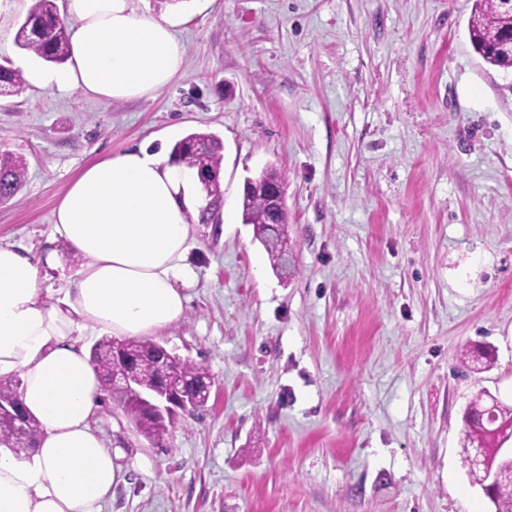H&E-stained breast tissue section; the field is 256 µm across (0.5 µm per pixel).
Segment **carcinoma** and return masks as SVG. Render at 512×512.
<instances>
[{
    "instance_id": "cac0c4a2",
    "label": "carcinoma",
    "mask_w": 512,
    "mask_h": 512,
    "mask_svg": "<svg viewBox=\"0 0 512 512\" xmlns=\"http://www.w3.org/2000/svg\"><path fill=\"white\" fill-rule=\"evenodd\" d=\"M509 26L497 12V0H475L474 12L468 33L474 49L483 59L504 71L512 69V55L502 51L507 40ZM16 39L21 48L51 63H63L69 56V33L58 14L55 0H34L24 22L17 31ZM23 74L15 69L0 66V93L18 94L24 89ZM221 139L210 133H193L173 148V154L190 166L203 170L220 168L224 154ZM27 165L23 158L10 153H0V201L14 196L22 186ZM285 182L283 174L275 168H267L259 177L249 181L243 192V223L251 224L256 239L264 246L273 269H281L284 254L288 253L285 230L266 228L268 220L266 204L269 180ZM123 352L136 363L137 372L144 388L154 387L159 380L158 359L162 356L157 344L138 339H117L106 336L91 349L90 361L102 383L111 382L116 367V354ZM172 371L185 381L186 395L204 407L210 397L211 374L207 366L176 354L167 355ZM112 400L117 402L127 416L149 439L161 440L168 433L172 421L151 414L137 396L120 388H109ZM26 431L18 438L13 421H0V444L20 451L35 445L40 434L39 423L25 416ZM465 440L477 436L495 448V466L506 473L512 469V456L502 452L504 438L512 435V407L503 405L488 393L481 392L465 409ZM486 497L493 505L492 512H512V484L503 479Z\"/></svg>"
}]
</instances>
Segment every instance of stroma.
<instances>
[{"mask_svg":"<svg viewBox=\"0 0 512 512\" xmlns=\"http://www.w3.org/2000/svg\"><path fill=\"white\" fill-rule=\"evenodd\" d=\"M0 0V65L38 64ZM184 60L150 97H0L26 179L0 244L78 264L53 212L80 171L150 140L224 144L221 206L190 230L192 281L156 343L208 366L209 402L149 441L109 396L92 425L120 480L101 512H475L463 412L512 406V72L469 41L474 0H178ZM285 180L294 273L242 221L247 179ZM489 346L491 367L466 350Z\"/></svg>","mask_w":512,"mask_h":512,"instance_id":"stroma-1","label":"stroma"}]
</instances>
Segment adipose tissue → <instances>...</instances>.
<instances>
[{
  "label": "adipose tissue",
  "mask_w": 512,
  "mask_h": 512,
  "mask_svg": "<svg viewBox=\"0 0 512 512\" xmlns=\"http://www.w3.org/2000/svg\"><path fill=\"white\" fill-rule=\"evenodd\" d=\"M66 65L29 67L30 84L100 101L151 96L172 82L184 49L178 13L154 19L136 0H66ZM197 168L144 142L86 166L54 213L55 233L82 264L56 303L39 297L43 257L0 245V379L19 377L39 421L33 450L0 445V512H100L118 473L91 425L102 383L80 342L87 331L142 338L177 323L187 296Z\"/></svg>",
  "instance_id": "1"
}]
</instances>
